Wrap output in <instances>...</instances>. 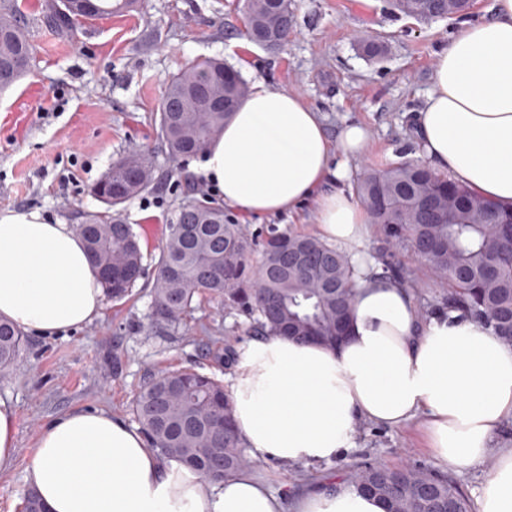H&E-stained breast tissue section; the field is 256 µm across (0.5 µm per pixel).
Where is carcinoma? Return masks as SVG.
Listing matches in <instances>:
<instances>
[{"label": "carcinoma", "mask_w": 512, "mask_h": 512, "mask_svg": "<svg viewBox=\"0 0 512 512\" xmlns=\"http://www.w3.org/2000/svg\"><path fill=\"white\" fill-rule=\"evenodd\" d=\"M136 0H51L45 22L60 32L81 19L109 17ZM402 14L432 20L456 15L454 0H393ZM245 29L255 43L288 39L291 0H244ZM32 45L20 16L0 6V91L30 72ZM249 92L233 69L215 58H195L166 80L159 107V134L169 154L187 160L203 153L224 130ZM151 157L131 152L112 162L91 193L106 211L80 225L88 255L105 291L126 296L145 277L138 234L120 206L151 189ZM383 244L376 259L385 275L413 287L416 272L399 255L417 254L445 290L447 308L461 310L512 346V208L474 195L451 177L422 163H404L365 175L356 187ZM253 240L224 208L203 203L182 208L172 224L153 279L151 325L174 328L208 295L229 310L241 309L259 335L278 333L300 343L337 344L353 310L354 269L339 247L315 236L273 227L262 241L257 266ZM25 345L21 329L0 319V373ZM132 412L149 447L175 459L210 483L241 469L245 446L233 422L224 385L194 369L149 377L135 395ZM352 483L381 500L386 512H470L450 480L414 467L368 466Z\"/></svg>", "instance_id": "carcinoma-1"}]
</instances>
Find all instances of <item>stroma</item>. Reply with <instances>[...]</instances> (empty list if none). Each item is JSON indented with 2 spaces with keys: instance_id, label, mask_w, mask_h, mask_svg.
Instances as JSON below:
<instances>
[{
  "instance_id": "1",
  "label": "stroma",
  "mask_w": 512,
  "mask_h": 512,
  "mask_svg": "<svg viewBox=\"0 0 512 512\" xmlns=\"http://www.w3.org/2000/svg\"><path fill=\"white\" fill-rule=\"evenodd\" d=\"M34 60L30 74L0 97V210L43 209L54 220L81 224L105 206L90 192L113 160L134 149L148 152L156 168L153 188L123 206L140 236L146 279L129 297L105 299L93 322L66 335H28L14 366L0 379V398L16 414L12 467L0 471V512H21L25 474L43 427L74 410L95 409L132 421V400L149 373L192 367L227 380L226 350L250 339V321L227 313L206 296L183 323L166 331L149 327L150 276L175 214L211 192L186 184L190 162L172 159L161 142L158 108L166 79L188 60L218 57L247 82L268 83L301 95L322 113L329 133L346 123L367 131L362 153L350 158L354 190L364 174L417 161L415 135L435 54L462 20L487 16L492 0H473L466 16L417 20L397 12L392 0H294V30L280 49L245 35L240 0H142L140 11L84 21L61 37L43 23L45 0H13ZM380 45L362 51L363 39ZM232 220L250 234L270 226L314 233L316 215L303 206L290 217ZM410 465L446 472L465 495L491 472V462L442 470L416 427L357 426V446L319 464H279L249 458V472L275 490L301 492L330 477L351 478L358 467Z\"/></svg>"
}]
</instances>
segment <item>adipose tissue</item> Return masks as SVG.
I'll return each instance as SVG.
<instances>
[{
	"mask_svg": "<svg viewBox=\"0 0 512 512\" xmlns=\"http://www.w3.org/2000/svg\"><path fill=\"white\" fill-rule=\"evenodd\" d=\"M423 160L491 202L512 203V0L462 23L435 55L416 114ZM366 131L330 137L321 113L296 93L255 81L194 171L244 216L278 217L313 204L316 234L356 265L353 318L330 348L265 335L239 353L228 384L238 431L255 457L328 461L356 446V425L396 429L422 417L431 454L468 468L492 460L474 512H512V347L461 311L421 318L411 288L381 276L366 244L372 228L343 182L345 158ZM104 290L73 225L40 209L0 211V318L38 336L94 321ZM26 481L46 512H385L351 483L324 484L286 501L248 470L210 484L149 448L139 429L97 410L45 426Z\"/></svg>",
	"mask_w": 512,
	"mask_h": 512,
	"instance_id": "ef3b65f1",
	"label": "adipose tissue"
}]
</instances>
